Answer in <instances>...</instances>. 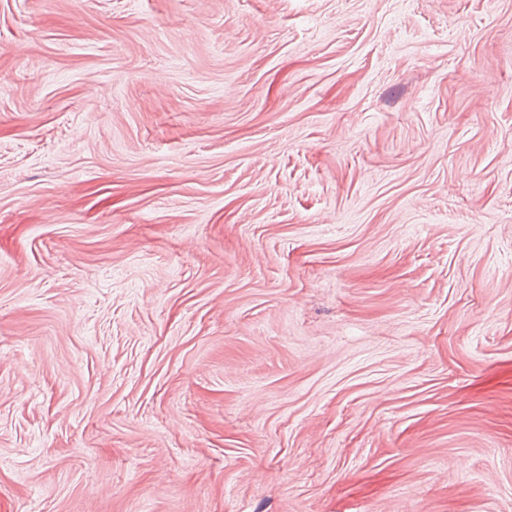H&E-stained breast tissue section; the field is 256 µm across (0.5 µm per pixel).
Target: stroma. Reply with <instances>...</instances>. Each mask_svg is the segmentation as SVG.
Returning <instances> with one entry per match:
<instances>
[{"mask_svg": "<svg viewBox=\"0 0 512 512\" xmlns=\"http://www.w3.org/2000/svg\"><path fill=\"white\" fill-rule=\"evenodd\" d=\"M0 512H512V0H0Z\"/></svg>", "mask_w": 512, "mask_h": 512, "instance_id": "obj_1", "label": "stroma"}]
</instances>
